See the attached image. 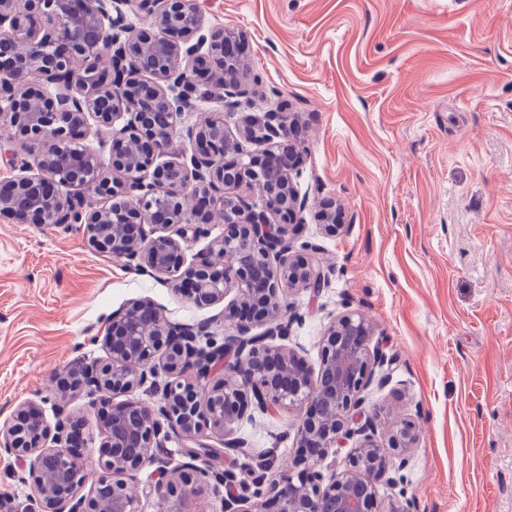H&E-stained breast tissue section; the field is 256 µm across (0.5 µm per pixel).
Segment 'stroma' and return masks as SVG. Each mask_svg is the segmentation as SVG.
<instances>
[{
	"instance_id": "stroma-1",
	"label": "stroma",
	"mask_w": 512,
	"mask_h": 512,
	"mask_svg": "<svg viewBox=\"0 0 512 512\" xmlns=\"http://www.w3.org/2000/svg\"><path fill=\"white\" fill-rule=\"evenodd\" d=\"M207 28L243 33L248 109L288 113L303 164L302 240L329 267L318 295L292 293L288 339L311 366L330 318L376 324L393 363L367 410L387 439L392 417L420 425L398 483L378 508L512 512V0H192ZM333 204L343 229L316 213ZM148 298L169 321L220 314L166 280L93 251L80 225L0 219V422L24 402L54 413V394L106 361L112 315ZM70 411L107 440L86 394ZM294 412L248 409L236 434L253 454L290 464ZM36 491L0 455V512H27Z\"/></svg>"
}]
</instances>
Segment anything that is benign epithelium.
I'll use <instances>...</instances> for the list:
<instances>
[{
    "label": "benign epithelium",
    "mask_w": 512,
    "mask_h": 512,
    "mask_svg": "<svg viewBox=\"0 0 512 512\" xmlns=\"http://www.w3.org/2000/svg\"><path fill=\"white\" fill-rule=\"evenodd\" d=\"M130 15L153 24L133 28ZM226 53H243L242 35L205 28L188 0H0V126L34 148L21 174L0 181V218L25 224L35 217L48 228L83 224L95 251L167 276L199 306L236 293L221 318L196 324L164 320L150 299L112 317L108 360L85 365L69 392L129 394L149 383L162 399L110 406L96 479L70 452L90 438L72 425L66 398L55 400L52 425L34 402L0 425V452L28 467L37 512H105L100 487L109 483L110 512H141L132 488L155 463L153 449L172 436L188 461L142 488V496L168 505L164 512H192L189 501L218 491L215 479L230 490L224 512H375L380 478L402 471L405 452L418 444L414 420L397 421L384 445L376 418L365 414V392L386 385L378 370L389 363L371 344L376 327L365 315L349 310L330 320L316 371L300 352L275 343L297 318L287 294H317L328 274L316 248L297 243L307 201L292 178L294 122L285 112H239L249 94L241 70L224 72L216 84L209 72ZM202 87L218 90L229 114L241 113L237 135L212 118L186 123ZM160 99L164 111L155 106ZM102 127L111 132L106 161L86 144ZM175 136L191 153L160 161ZM248 144L265 146V158L251 157ZM57 185L75 193L60 195ZM87 192L109 203L92 208ZM216 214L224 235L186 263L183 243L207 235ZM318 218L329 233L342 228L331 207ZM219 320L233 330L221 344L212 330ZM257 327L264 331L252 333ZM161 371L168 377L162 386ZM250 407L296 413L295 457L277 475L274 453L263 456L251 470L252 488L239 489L233 470L215 471L218 449L204 438L212 429L226 437V449L244 452L245 441L228 435ZM345 439L356 440L346 468L324 474L328 450ZM87 485L88 509L80 495Z\"/></svg>",
    "instance_id": "1"
}]
</instances>
